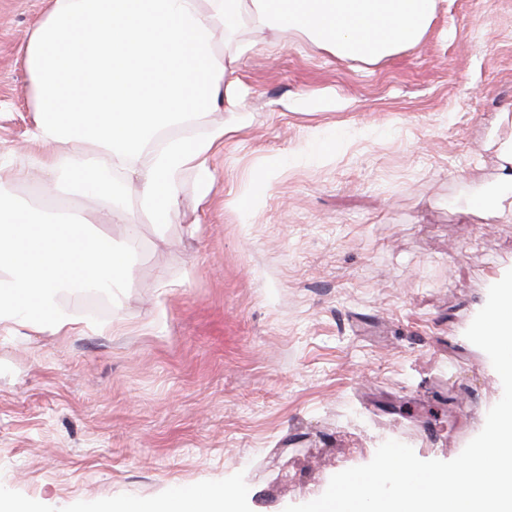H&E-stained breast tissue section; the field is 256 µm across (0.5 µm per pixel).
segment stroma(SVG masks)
<instances>
[{
	"label": "stroma",
	"mask_w": 512,
	"mask_h": 512,
	"mask_svg": "<svg viewBox=\"0 0 512 512\" xmlns=\"http://www.w3.org/2000/svg\"><path fill=\"white\" fill-rule=\"evenodd\" d=\"M47 6L0 0V163L31 170L20 48ZM241 84L209 200L186 171L177 220L138 212L104 310L76 289L82 332H0L1 494L98 512L230 482L284 512L388 440L456 458L500 400L464 333L512 269V222L473 203L512 134V0H441L376 64L266 44Z\"/></svg>",
	"instance_id": "35a3bbf8"
}]
</instances>
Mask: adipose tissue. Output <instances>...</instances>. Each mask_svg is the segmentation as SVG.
<instances>
[{
    "label": "adipose tissue",
    "instance_id": "adipose-tissue-1",
    "mask_svg": "<svg viewBox=\"0 0 512 512\" xmlns=\"http://www.w3.org/2000/svg\"><path fill=\"white\" fill-rule=\"evenodd\" d=\"M439 0H49L20 52L31 82V141L48 186L108 204L123 245L97 249L82 221L50 224L0 191V330L80 321L63 304L72 289L112 285L135 250L137 196L156 223L178 214L180 176L200 199L214 188L211 159L224 130L208 114L234 113L243 59L255 33L299 36L339 59L378 62L416 47ZM500 180L486 202L512 219V135L499 141ZM233 486L116 500L102 512H239Z\"/></svg>",
    "mask_w": 512,
    "mask_h": 512
}]
</instances>
